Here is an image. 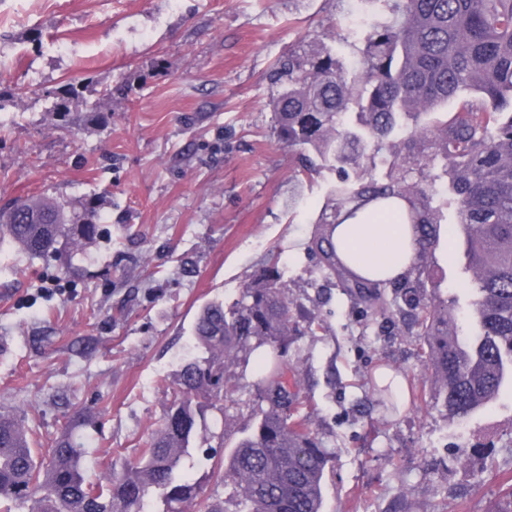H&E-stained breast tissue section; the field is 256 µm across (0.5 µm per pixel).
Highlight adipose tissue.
Segmentation results:
<instances>
[{"label": "adipose tissue", "mask_w": 512, "mask_h": 512, "mask_svg": "<svg viewBox=\"0 0 512 512\" xmlns=\"http://www.w3.org/2000/svg\"><path fill=\"white\" fill-rule=\"evenodd\" d=\"M404 204L372 207L334 225L336 259L352 279L389 282L405 275L418 259L412 225L402 216Z\"/></svg>", "instance_id": "adipose-tissue-1"}]
</instances>
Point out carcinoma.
Instances as JSON below:
<instances>
[{
  "mask_svg": "<svg viewBox=\"0 0 512 512\" xmlns=\"http://www.w3.org/2000/svg\"><path fill=\"white\" fill-rule=\"evenodd\" d=\"M364 48L350 71L325 41L311 40L282 56L271 74L280 90L271 100L280 141L327 165L364 169L383 148L419 171L393 161L384 179L340 181L321 210L311 250L335 286L363 295L378 282L348 279L336 263L327 229L342 212L400 200L418 238L420 259L403 279L404 303L421 336L425 370L444 410L467 417L512 384V0H393L392 17L362 33ZM451 115L442 112L449 102ZM441 164L473 273L477 329L461 336L446 305L425 300V272L445 228L423 186ZM96 210L75 225L76 246L99 235ZM65 207L25 198L0 210V237L32 256H44L66 223ZM295 320L277 265L266 266L242 289L232 309L202 307L194 335L208 356L181 369L178 392L138 459L112 471L102 485L83 476V444L68 436L44 458L22 421L0 411V500L30 504L28 512H142L158 492L168 512L200 498L184 475L191 441L200 434L192 398L216 406L224 369L256 359L267 408L252 434L228 458L237 512H322L329 451L299 412L298 380L284 356Z\"/></svg>",
  "mask_w": 512,
  "mask_h": 512,
  "instance_id": "obj_1",
  "label": "carcinoma"
}]
</instances>
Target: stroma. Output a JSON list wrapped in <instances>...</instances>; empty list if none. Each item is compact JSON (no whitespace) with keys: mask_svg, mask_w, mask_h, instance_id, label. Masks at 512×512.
Wrapping results in <instances>:
<instances>
[{"mask_svg":"<svg viewBox=\"0 0 512 512\" xmlns=\"http://www.w3.org/2000/svg\"><path fill=\"white\" fill-rule=\"evenodd\" d=\"M389 13L388 0H0V209L47 195L97 207L102 228L43 257L0 243V409L37 452L74 433L92 484L134 462L182 365L205 354L201 307L232 304L274 260L298 321L286 358L331 452L323 512H487L512 485V393L465 419L435 405L394 290L354 301L309 249L345 171H302L275 130L277 59L326 32L356 64ZM428 273L468 326L462 237L442 235ZM382 367L408 385L394 412ZM256 380L226 369L224 410L205 411L185 462L222 512L235 503L213 469L258 420Z\"/></svg>","mask_w":512,"mask_h":512,"instance_id":"1","label":"stroma"}]
</instances>
